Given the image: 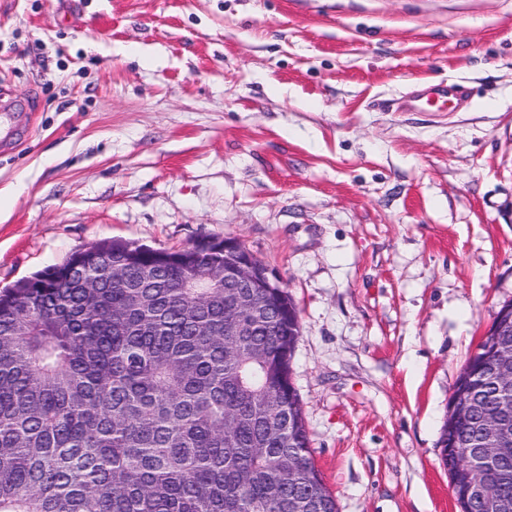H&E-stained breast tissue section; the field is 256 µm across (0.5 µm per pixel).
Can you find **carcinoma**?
<instances>
[{"instance_id": "1", "label": "carcinoma", "mask_w": 512, "mask_h": 512, "mask_svg": "<svg viewBox=\"0 0 512 512\" xmlns=\"http://www.w3.org/2000/svg\"><path fill=\"white\" fill-rule=\"evenodd\" d=\"M223 245L160 253L123 241L0 291V512H338L314 465L290 362L301 337L283 288H226ZM251 318L241 336L224 325ZM512 324L454 388L475 403L440 435L476 450L512 424ZM471 512H512V452Z\"/></svg>"}]
</instances>
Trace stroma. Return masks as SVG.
Masks as SVG:
<instances>
[{"label":"stroma","instance_id":"35a3bbf8","mask_svg":"<svg viewBox=\"0 0 512 512\" xmlns=\"http://www.w3.org/2000/svg\"><path fill=\"white\" fill-rule=\"evenodd\" d=\"M449 110L405 112L424 86ZM0 289L237 237L300 312L339 512H459L438 439L512 301V0H0Z\"/></svg>","mask_w":512,"mask_h":512}]
</instances>
